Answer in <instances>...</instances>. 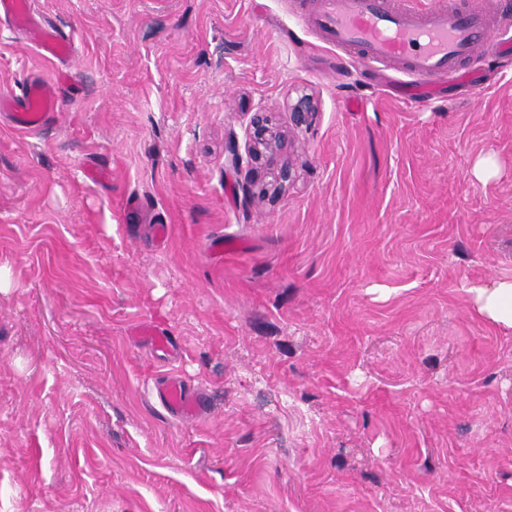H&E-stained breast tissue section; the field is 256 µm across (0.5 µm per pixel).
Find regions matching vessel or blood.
I'll return each instance as SVG.
<instances>
[{"instance_id":"obj_1","label":"vessel or blood","mask_w":512,"mask_h":512,"mask_svg":"<svg viewBox=\"0 0 512 512\" xmlns=\"http://www.w3.org/2000/svg\"><path fill=\"white\" fill-rule=\"evenodd\" d=\"M312 28L337 48L368 65H394L425 83L456 73L460 64L490 42L493 31L481 9H462L446 0L438 10L419 16L402 0H311L305 13ZM0 17L27 30L36 49L61 63L59 82H67L71 38L51 27L34 25L31 0H0ZM55 85L40 80L0 93V112L24 131L40 130L58 107ZM165 411L176 418L198 415L203 400L181 379H167L157 390Z\"/></svg>"}]
</instances>
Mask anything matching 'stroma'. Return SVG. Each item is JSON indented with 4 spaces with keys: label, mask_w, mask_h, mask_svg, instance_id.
<instances>
[{
    "label": "stroma",
    "mask_w": 512,
    "mask_h": 512,
    "mask_svg": "<svg viewBox=\"0 0 512 512\" xmlns=\"http://www.w3.org/2000/svg\"><path fill=\"white\" fill-rule=\"evenodd\" d=\"M304 2L33 0L74 54L48 126L0 118V512H512V329L470 292L512 280V55L413 106ZM32 78L0 19V91ZM259 110L266 199L225 161ZM250 159L267 157L270 163L283 153L287 141L285 136L273 123L269 112H254L250 120ZM135 336H141L148 341L152 347L167 355H171L174 350V344L161 330L147 325L140 326L135 331ZM157 398L169 415L180 419L198 415L203 407L200 394L176 377H170L157 389Z\"/></svg>",
    "instance_id": "obj_1"
}]
</instances>
